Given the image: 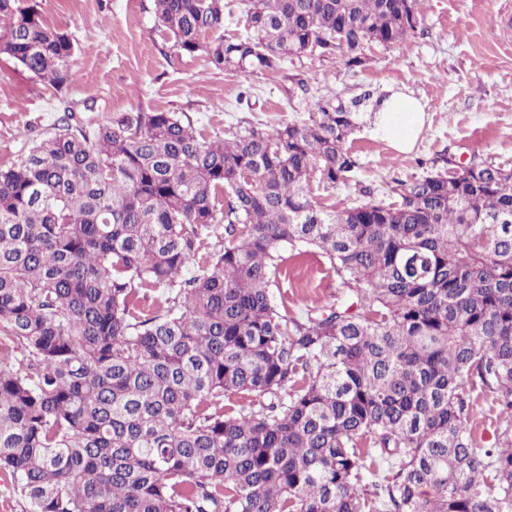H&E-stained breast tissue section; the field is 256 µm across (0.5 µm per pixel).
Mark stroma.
Here are the masks:
<instances>
[{"mask_svg": "<svg viewBox=\"0 0 512 512\" xmlns=\"http://www.w3.org/2000/svg\"><path fill=\"white\" fill-rule=\"evenodd\" d=\"M41 18L72 34L79 76L69 89L17 70L0 57V165L51 132L66 109L76 120L122 112H180L208 140L247 126L307 118L320 96L350 100L395 86L424 105L427 122L414 150L376 137L360 106L349 184L310 183L325 209L351 206L356 187L385 197L394 180L423 175L424 164L452 157L512 165V0H420L416 31L396 45H373L363 66L307 56L278 68L236 74L204 54L178 55L155 21L153 0H35ZM340 279L322 251L281 244L270 289L279 311L305 319L344 302Z\"/></svg>", "mask_w": 512, "mask_h": 512, "instance_id": "obj_1", "label": "stroma"}]
</instances>
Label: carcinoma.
I'll use <instances>...</instances> for the list:
<instances>
[{
	"label": "carcinoma",
	"mask_w": 512,
	"mask_h": 512,
	"mask_svg": "<svg viewBox=\"0 0 512 512\" xmlns=\"http://www.w3.org/2000/svg\"><path fill=\"white\" fill-rule=\"evenodd\" d=\"M419 0H154L223 72L305 55L347 69L402 42ZM74 41L0 0V54L57 90ZM363 99L204 141L185 114L73 111L0 166V470L31 512H512V166L438 169L339 211ZM224 243L183 278L217 220ZM282 243L322 250L354 305L288 321ZM143 287L171 293L134 313ZM21 358H11V348ZM500 419L469 428L475 390ZM240 398L238 408L217 405ZM388 463L375 499L365 458ZM224 13H225V24H224V36L234 37L239 35L243 31V2L242 0H224ZM231 11L232 19L228 18V11Z\"/></svg>",
	"instance_id": "cac0c4a2"
}]
</instances>
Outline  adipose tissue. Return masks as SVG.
I'll return each instance as SVG.
<instances>
[{
  "label": "adipose tissue",
  "mask_w": 512,
  "mask_h": 512,
  "mask_svg": "<svg viewBox=\"0 0 512 512\" xmlns=\"http://www.w3.org/2000/svg\"><path fill=\"white\" fill-rule=\"evenodd\" d=\"M426 115L421 103L401 89L387 87L373 112L372 132L394 151L406 154L423 132Z\"/></svg>",
  "instance_id": "obj_1"
}]
</instances>
